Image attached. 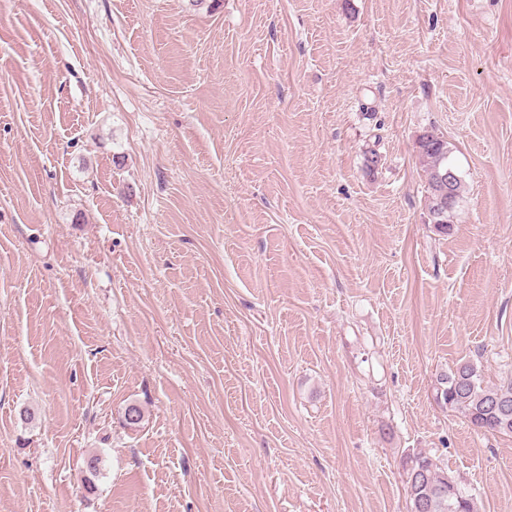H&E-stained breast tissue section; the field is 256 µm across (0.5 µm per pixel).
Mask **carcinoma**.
Masks as SVG:
<instances>
[{
    "mask_svg": "<svg viewBox=\"0 0 512 512\" xmlns=\"http://www.w3.org/2000/svg\"><path fill=\"white\" fill-rule=\"evenodd\" d=\"M420 156L426 162L427 202L430 213H435L437 198L453 190L448 210L433 217L438 232L451 230V219L460 195V179L454 178L453 187L441 185L438 175L449 168L448 143L441 137L427 133L417 140ZM439 398L448 408L462 414L472 426L487 432L512 433V380L489 387L484 385L477 365L464 361L440 376ZM408 472L421 471L422 482L410 486L411 497L424 498V512H476L473 498L466 495L447 475L440 473L434 460L417 454L409 458Z\"/></svg>",
    "mask_w": 512,
    "mask_h": 512,
    "instance_id": "obj_1",
    "label": "carcinoma"
}]
</instances>
